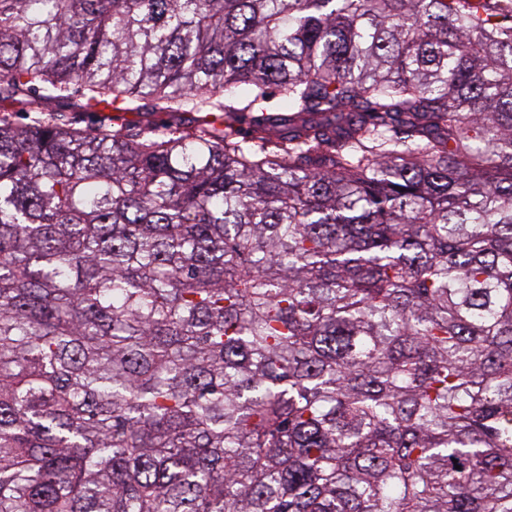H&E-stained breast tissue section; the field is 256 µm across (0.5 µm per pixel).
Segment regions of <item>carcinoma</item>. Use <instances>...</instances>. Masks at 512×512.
Wrapping results in <instances>:
<instances>
[{
	"instance_id": "obj_1",
	"label": "carcinoma",
	"mask_w": 512,
	"mask_h": 512,
	"mask_svg": "<svg viewBox=\"0 0 512 512\" xmlns=\"http://www.w3.org/2000/svg\"><path fill=\"white\" fill-rule=\"evenodd\" d=\"M0 103V512H512L511 26L0 0ZM142 104H146L143 112H120L121 116L115 121L114 129L135 132L140 127L150 125L161 131L171 121L164 112L146 111L150 109L149 101H142Z\"/></svg>"
}]
</instances>
